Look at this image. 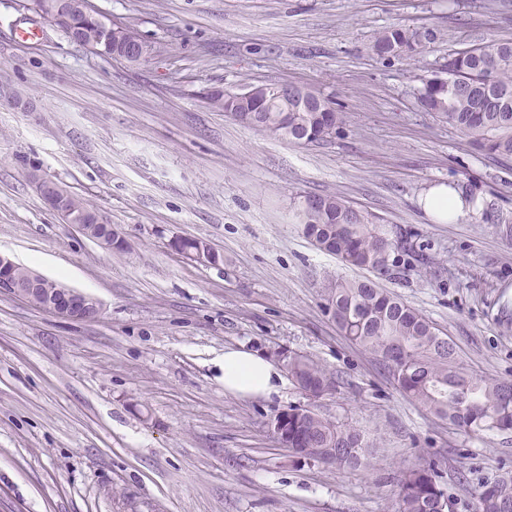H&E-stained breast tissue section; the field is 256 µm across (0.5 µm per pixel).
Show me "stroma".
Listing matches in <instances>:
<instances>
[{
	"mask_svg": "<svg viewBox=\"0 0 512 512\" xmlns=\"http://www.w3.org/2000/svg\"><path fill=\"white\" fill-rule=\"evenodd\" d=\"M156 48L102 58L48 23L23 41L20 0H0V253L97 297L92 321L0 293V512H395L399 471L437 467L456 512L512 474V432L470 434L406 397L336 327L337 278L375 280L431 321L471 372L512 382V159L482 155L418 101L449 50L512 41V0H93ZM425 32L411 59L374 37ZM292 82L348 117L302 146L202 97ZM20 100L6 98L8 90ZM39 172L95 203L123 238L107 251L41 198ZM454 182L481 206L437 224L418 205ZM334 193L384 224L393 266L318 250L296 212ZM179 238L223 260L183 258ZM293 353L339 375L318 402L378 450L361 465L292 457L268 423L307 398L224 392L220 360Z\"/></svg>",
	"mask_w": 512,
	"mask_h": 512,
	"instance_id": "1",
	"label": "stroma"
}]
</instances>
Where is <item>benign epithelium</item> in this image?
Masks as SVG:
<instances>
[{
    "mask_svg": "<svg viewBox=\"0 0 512 512\" xmlns=\"http://www.w3.org/2000/svg\"><path fill=\"white\" fill-rule=\"evenodd\" d=\"M146 45L147 42L140 39L137 43L126 46V55L120 57V60L131 65H139L149 60L152 52L146 49ZM268 90L270 105L280 101L286 102L290 97L301 103L306 102L308 98L306 89L290 83L271 84ZM30 179L45 202L52 209H57L60 206L57 196L58 182L37 173L31 174ZM68 223L78 226L84 235L106 250L112 249L113 240L121 239L119 232L112 229L110 224H83L72 214L68 216ZM184 257L202 265L219 264V256L206 243L201 244L195 252L184 254ZM47 283L49 279L33 269L18 272L17 264L0 254L1 294L18 297L29 303L38 296L39 308L67 319H94L101 313V303L96 297L66 286L49 288Z\"/></svg>",
    "mask_w": 512,
    "mask_h": 512,
    "instance_id": "7a95c632",
    "label": "benign epithelium"
}]
</instances>
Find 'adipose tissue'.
Instances as JSON below:
<instances>
[{"mask_svg": "<svg viewBox=\"0 0 512 512\" xmlns=\"http://www.w3.org/2000/svg\"><path fill=\"white\" fill-rule=\"evenodd\" d=\"M423 212L437 223H458L474 215L463 204L457 189L441 183L430 187L419 199ZM283 382L280 370L270 361L244 348L224 351V392L233 397L257 398L276 393Z\"/></svg>", "mask_w": 512, "mask_h": 512, "instance_id": "adipose-tissue-1", "label": "adipose tissue"}]
</instances>
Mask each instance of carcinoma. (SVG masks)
Wrapping results in <instances>:
<instances>
[{
  "mask_svg": "<svg viewBox=\"0 0 512 512\" xmlns=\"http://www.w3.org/2000/svg\"><path fill=\"white\" fill-rule=\"evenodd\" d=\"M99 10L79 18L85 44L115 41L122 49L140 37L133 24H123L114 37L106 34ZM427 35L390 27L374 39L371 50L381 59L411 58ZM305 106L294 102L261 113L254 128L300 145L328 141L346 124L336 103L318 92ZM418 100L422 107L459 129L479 152L492 158H512V41L476 45L448 54L443 72L422 78ZM257 97L218 92L207 103L240 118ZM317 206L299 212L308 238L315 245L355 267L388 268L393 243L369 213H356L336 195H316ZM64 209L95 223L98 208L69 192ZM328 309L338 329L384 365L399 390L430 414L472 434L512 430V384L468 371L456 350L433 324L398 297L370 281H338L330 288ZM288 375L311 400L277 413V442L288 444L297 459L356 466L372 453L364 435L332 421L314 402L340 387L338 377L312 358L288 356ZM397 512H455L456 501L431 468L397 475ZM477 512H512V475L484 484Z\"/></svg>",
  "mask_w": 512,
  "mask_h": 512,
  "instance_id": "1",
  "label": "carcinoma"
}]
</instances>
